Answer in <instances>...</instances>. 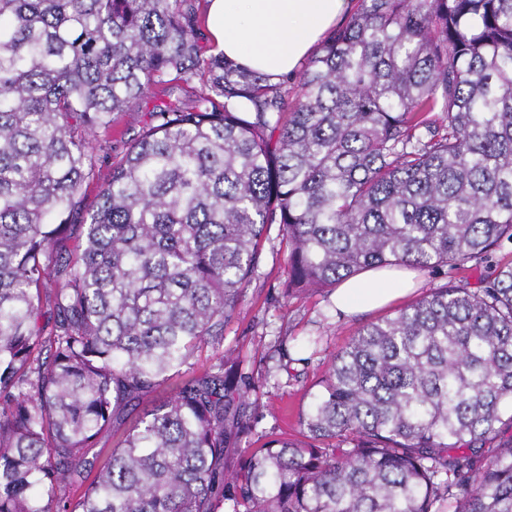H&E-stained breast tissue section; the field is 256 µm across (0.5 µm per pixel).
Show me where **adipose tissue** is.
<instances>
[{"mask_svg": "<svg viewBox=\"0 0 512 512\" xmlns=\"http://www.w3.org/2000/svg\"><path fill=\"white\" fill-rule=\"evenodd\" d=\"M350 8V0H208L207 28L215 51L276 78L296 70ZM408 269L369 268L341 282L338 310L369 312L413 287Z\"/></svg>", "mask_w": 512, "mask_h": 512, "instance_id": "obj_1", "label": "adipose tissue"}]
</instances>
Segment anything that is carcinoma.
Wrapping results in <instances>:
<instances>
[{
    "label": "carcinoma",
    "mask_w": 512,
    "mask_h": 512,
    "mask_svg": "<svg viewBox=\"0 0 512 512\" xmlns=\"http://www.w3.org/2000/svg\"><path fill=\"white\" fill-rule=\"evenodd\" d=\"M201 24L196 0H0V512H512V439L484 455L512 428V0H358L291 100ZM198 75L84 209L94 137ZM273 224L290 288L483 275L364 326L272 437L223 344ZM170 394V389L168 386L161 387L153 396L147 399L140 408L130 414L124 421V423L120 426H116L112 429V425L105 430L99 437L98 445L96 448H93L92 453H97L98 458L94 460L95 468L99 465H102L108 458L112 448L116 446V444L121 440L125 430L130 427L143 410V408H150L151 403L154 401L161 400L167 397ZM92 453L89 455V460L92 461Z\"/></svg>",
    "instance_id": "obj_1"
}]
</instances>
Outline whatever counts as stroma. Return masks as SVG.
Returning <instances> with one entry per match:
<instances>
[{
  "label": "stroma",
  "instance_id": "stroma-1",
  "mask_svg": "<svg viewBox=\"0 0 512 512\" xmlns=\"http://www.w3.org/2000/svg\"><path fill=\"white\" fill-rule=\"evenodd\" d=\"M149 121L144 107L120 114L111 134H99L97 152L120 160ZM287 261L280 228L271 226L239 313L224 331V346L233 350L243 369L252 373L261 387L264 407L260 430L294 437L299 431V413L332 356L363 326L394 316L408 302L440 287L447 280V271H421L420 285L408 297L350 317L337 313L333 289L287 290ZM283 344L292 357L287 365L280 358Z\"/></svg>",
  "mask_w": 512,
  "mask_h": 512
}]
</instances>
